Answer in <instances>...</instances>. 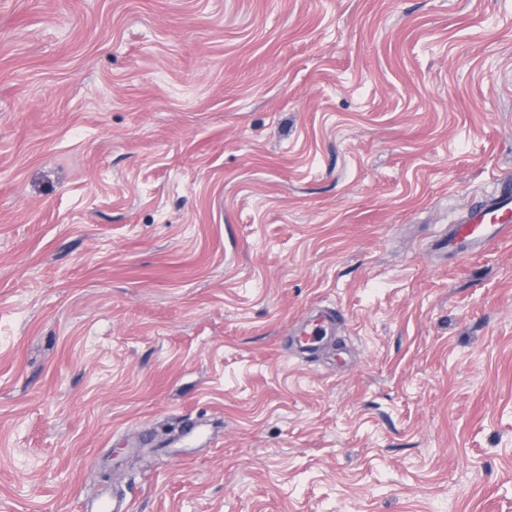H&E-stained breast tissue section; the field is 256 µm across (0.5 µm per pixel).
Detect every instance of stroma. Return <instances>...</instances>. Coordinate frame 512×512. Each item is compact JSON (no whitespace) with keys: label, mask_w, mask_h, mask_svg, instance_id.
Listing matches in <instances>:
<instances>
[{"label":"stroma","mask_w":512,"mask_h":512,"mask_svg":"<svg viewBox=\"0 0 512 512\" xmlns=\"http://www.w3.org/2000/svg\"><path fill=\"white\" fill-rule=\"evenodd\" d=\"M507 178L512 0H0V512H512ZM503 240H512V182L507 181L450 227L444 247L465 257ZM335 313L326 311L312 316L302 326L299 336L300 345L307 350L318 349L326 336L335 330Z\"/></svg>","instance_id":"1"}]
</instances>
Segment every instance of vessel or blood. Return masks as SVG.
<instances>
[{
	"label": "vessel or blood",
	"mask_w": 512,
	"mask_h": 512,
	"mask_svg": "<svg viewBox=\"0 0 512 512\" xmlns=\"http://www.w3.org/2000/svg\"><path fill=\"white\" fill-rule=\"evenodd\" d=\"M503 240H512V183L503 184L491 197L471 208L463 220L452 225L445 247L472 256ZM334 329L333 313L315 314L300 330L301 347L319 348Z\"/></svg>",
	"instance_id": "obj_1"
}]
</instances>
